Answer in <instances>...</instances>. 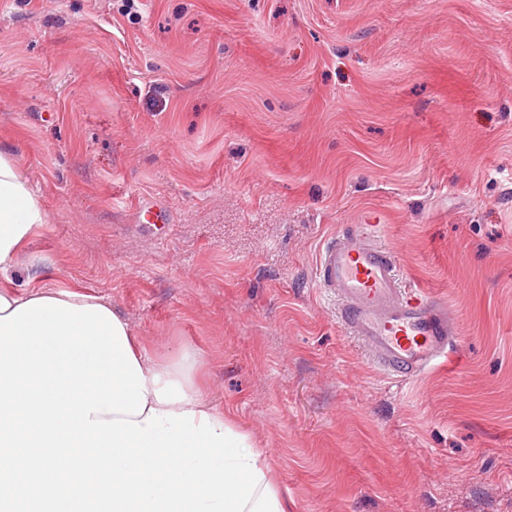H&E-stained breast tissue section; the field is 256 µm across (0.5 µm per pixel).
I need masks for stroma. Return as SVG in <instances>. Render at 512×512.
I'll return each instance as SVG.
<instances>
[{"instance_id": "stroma-1", "label": "stroma", "mask_w": 512, "mask_h": 512, "mask_svg": "<svg viewBox=\"0 0 512 512\" xmlns=\"http://www.w3.org/2000/svg\"><path fill=\"white\" fill-rule=\"evenodd\" d=\"M2 141L49 214L14 286L192 350L288 512H512V0H0ZM373 218L460 320L406 384L312 286Z\"/></svg>"}]
</instances>
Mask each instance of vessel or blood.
<instances>
[{
    "label": "vessel or blood",
    "mask_w": 512,
    "mask_h": 512,
    "mask_svg": "<svg viewBox=\"0 0 512 512\" xmlns=\"http://www.w3.org/2000/svg\"><path fill=\"white\" fill-rule=\"evenodd\" d=\"M382 224H348L322 243L315 288L336 305L339 323L396 381L447 362L459 335L447 305L406 287Z\"/></svg>",
    "instance_id": "b4317fda"
}]
</instances>
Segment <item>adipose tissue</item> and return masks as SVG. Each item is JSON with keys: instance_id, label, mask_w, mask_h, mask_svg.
Listing matches in <instances>:
<instances>
[{"instance_id": "adipose-tissue-1", "label": "adipose tissue", "mask_w": 512, "mask_h": 512, "mask_svg": "<svg viewBox=\"0 0 512 512\" xmlns=\"http://www.w3.org/2000/svg\"><path fill=\"white\" fill-rule=\"evenodd\" d=\"M48 221L42 196L22 172L14 147L0 143V275L17 270L36 230ZM50 297L74 305H106L105 297L84 291H57L40 288L18 292L0 286V316L12 313L27 301ZM129 347L145 377L149 407L164 412H205L216 431L241 433V426L231 413L215 408L198 388L192 374L195 357L183 352L176 361L152 358L141 348L133 328H126Z\"/></svg>"}]
</instances>
